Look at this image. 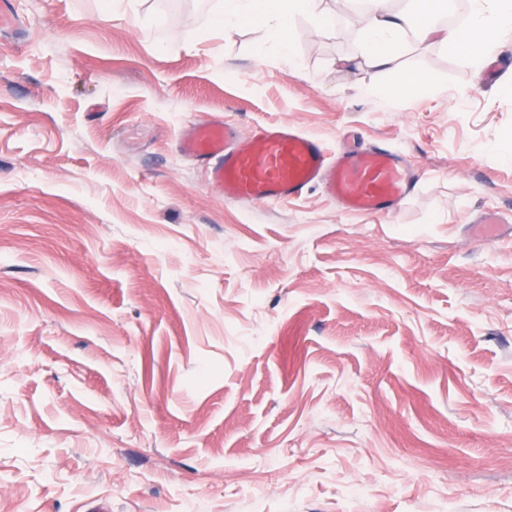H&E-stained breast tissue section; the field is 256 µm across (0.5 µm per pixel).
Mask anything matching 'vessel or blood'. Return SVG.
<instances>
[{
  "label": "vessel or blood",
  "instance_id": "b4317fda",
  "mask_svg": "<svg viewBox=\"0 0 512 512\" xmlns=\"http://www.w3.org/2000/svg\"><path fill=\"white\" fill-rule=\"evenodd\" d=\"M180 148L209 161L208 182L233 202L284 200L321 181L346 211L375 213L392 208L411 189L396 151L378 146L333 157L318 138L283 123L264 127L249 141L238 140L224 123H198L184 133Z\"/></svg>",
  "mask_w": 512,
  "mask_h": 512
}]
</instances>
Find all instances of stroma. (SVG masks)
I'll return each mask as SVG.
<instances>
[{"mask_svg":"<svg viewBox=\"0 0 512 512\" xmlns=\"http://www.w3.org/2000/svg\"><path fill=\"white\" fill-rule=\"evenodd\" d=\"M14 6L0 512H512V36L489 79L408 49L428 86L399 99L344 67L341 0L291 65L214 29L221 0ZM201 121L386 146L414 184L376 214L228 203L179 150Z\"/></svg>","mask_w":512,"mask_h":512,"instance_id":"1","label":"stroma"}]
</instances>
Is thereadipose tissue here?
Returning a JSON list of instances; mask_svg holds the SVG:
<instances>
[{"mask_svg":"<svg viewBox=\"0 0 512 512\" xmlns=\"http://www.w3.org/2000/svg\"><path fill=\"white\" fill-rule=\"evenodd\" d=\"M409 13L394 10L392 0H363L357 15L362 43L355 63L380 73L392 74L398 97L417 95L427 85L418 70L407 68L405 35L417 32V44H440L482 66L497 51L501 37L512 31V0H470L467 22L458 27L439 25L446 0H410ZM310 18L315 30L335 27L336 19L321 8L319 0H224L213 18L214 28L232 31L241 24H259L268 41L277 44L285 61H292V30L297 16Z\"/></svg>","mask_w":512,"mask_h":512,"instance_id":"obj_1","label":"adipose tissue"}]
</instances>
